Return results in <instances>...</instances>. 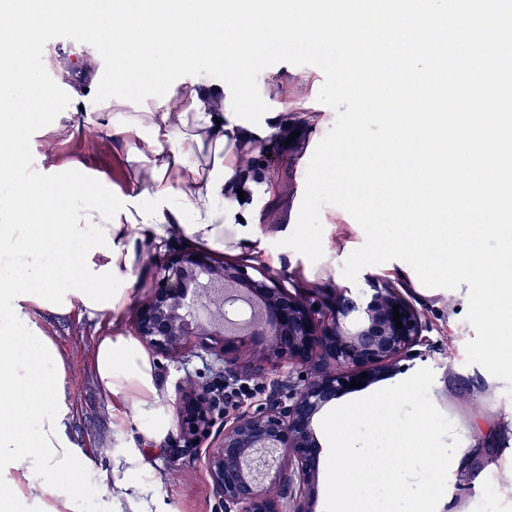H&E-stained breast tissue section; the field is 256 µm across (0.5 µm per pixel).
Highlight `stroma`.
Wrapping results in <instances>:
<instances>
[{
  "label": "stroma",
  "instance_id": "stroma-1",
  "mask_svg": "<svg viewBox=\"0 0 512 512\" xmlns=\"http://www.w3.org/2000/svg\"><path fill=\"white\" fill-rule=\"evenodd\" d=\"M324 74L315 66L277 63L264 69L258 78L259 89L271 112L288 123L297 138L283 144L280 136L258 140L261 154L252 164L256 183L274 177L278 195L266 196L257 190L255 206L263 234L253 247L239 252H224V259L246 260L271 257L275 271L286 273L288 282L306 290H329L344 286L342 267L352 251L363 245L365 236L357 222L343 209L323 206L324 256L310 262L305 256L284 247L283 239L294 230L304 195L305 174L312 153L336 119L330 107L317 100ZM301 87L295 105L284 107V86ZM33 163L49 166L78 161L85 168L104 174L114 185L124 186L127 165L123 155L112 149V140L99 136L88 142L82 135L59 141L54 151H46L42 138L31 140ZM397 287L421 312L428 334L436 348L425 365L435 373L430 390L434 405L451 421L463 447L472 451L467 477L449 473L444 504L458 512H470L474 499L488 486L498 491L497 512H512V436L505 427L512 423V396L506 384L483 367L466 364L465 345L475 336L466 322L468 285L456 290L428 294L414 271L404 262L390 261L364 268L357 286ZM49 330L71 366L68 377L73 387V433L82 447L111 467L125 462V450L112 436V408L97 390L90 369L93 346L100 328L78 316L53 321ZM153 471L135 475L138 499L149 512H216L217 501L202 462L191 457L173 458L170 449L155 457Z\"/></svg>",
  "mask_w": 512,
  "mask_h": 512
}]
</instances>
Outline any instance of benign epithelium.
Here are the masks:
<instances>
[{
	"instance_id": "7a95c632",
	"label": "benign epithelium",
	"mask_w": 512,
	"mask_h": 512,
	"mask_svg": "<svg viewBox=\"0 0 512 512\" xmlns=\"http://www.w3.org/2000/svg\"><path fill=\"white\" fill-rule=\"evenodd\" d=\"M154 268L134 335L213 373L206 383H175V447L198 455L222 418L219 443L204 452L219 512H313L319 417L362 374H405L427 359L433 343L421 314L393 287L344 286L319 299L289 289L281 272L201 249L170 248ZM257 376L267 379L263 401L229 416L224 388Z\"/></svg>"
}]
</instances>
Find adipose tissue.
<instances>
[{"mask_svg":"<svg viewBox=\"0 0 512 512\" xmlns=\"http://www.w3.org/2000/svg\"><path fill=\"white\" fill-rule=\"evenodd\" d=\"M51 69L68 73L74 101L98 86L96 55L71 65L65 57L49 59ZM87 137L107 133L112 147L123 152L129 163L124 195L157 193L173 188L185 194L199 213L203 227L188 232L175 213L164 210L162 221L131 224L121 221L109 231L118 259L104 252L94 254L96 266L115 262L120 275H133L140 269L147 248L181 237L194 246L210 251H238L262 234L254 205L238 197L242 171L239 154L247 152L257 135L250 128L230 121L218 90L194 81L178 84L170 100L162 106L145 105L138 95L113 99L112 109L79 120L61 118L50 131L46 148L72 137L74 132ZM71 310L79 318L109 327L94 346L92 372L100 394L114 405L112 432L125 437L130 426H138L137 441L128 443L129 462L139 468L150 463L142 451L163 445L172 432V416L166 397L158 386L157 362L138 337L122 332L121 320L131 303L123 293L115 306L102 310L85 306L71 296Z\"/></svg>","mask_w":512,"mask_h":512,"instance_id":"ef3b65f1","label":"adipose tissue"}]
</instances>
